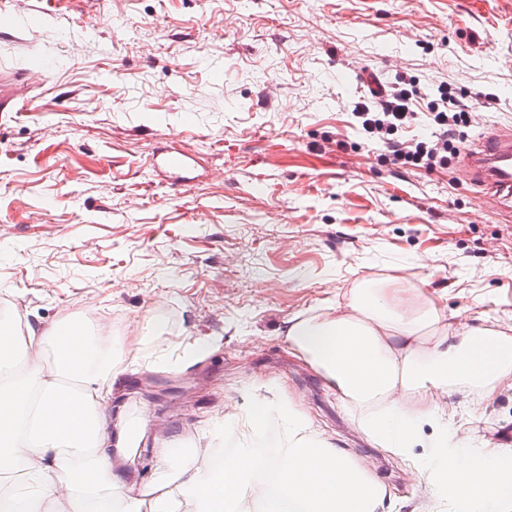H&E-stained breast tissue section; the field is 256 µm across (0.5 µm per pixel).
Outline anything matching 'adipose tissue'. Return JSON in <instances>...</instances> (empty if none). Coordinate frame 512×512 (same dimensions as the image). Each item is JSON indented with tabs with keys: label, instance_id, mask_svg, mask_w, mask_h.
<instances>
[{
	"label": "adipose tissue",
	"instance_id": "1",
	"mask_svg": "<svg viewBox=\"0 0 512 512\" xmlns=\"http://www.w3.org/2000/svg\"><path fill=\"white\" fill-rule=\"evenodd\" d=\"M437 330L433 341L423 327ZM286 337L375 447L412 459L419 476L457 512H512V448L453 441L442 417L450 388L482 398L512 389V336L448 326L434 301L415 309L399 283H360L345 306L293 318ZM27 354L20 378L0 383V512H251L252 477L271 472L277 492L261 512H382L387 487L334 448L288 401L259 407L256 429L278 421L273 455L243 448L215 466L207 451L158 442L151 454L164 480L140 486L126 467L127 423L112 412L124 368L109 339L83 321L67 328L22 327L0 315V376L14 352ZM52 367L44 369V354ZM429 451L413 460L416 447Z\"/></svg>",
	"mask_w": 512,
	"mask_h": 512
}]
</instances>
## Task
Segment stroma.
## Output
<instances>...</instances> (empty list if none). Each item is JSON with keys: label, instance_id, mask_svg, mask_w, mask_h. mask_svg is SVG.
Masks as SVG:
<instances>
[{"label": "stroma", "instance_id": "1", "mask_svg": "<svg viewBox=\"0 0 512 512\" xmlns=\"http://www.w3.org/2000/svg\"><path fill=\"white\" fill-rule=\"evenodd\" d=\"M2 13L43 20L0 35V313L106 324L130 389L112 404L140 447L248 443V414L286 395L389 488V512H448L356 432L285 330L395 278L449 323L512 335V213L490 218L457 166L386 165L348 118L370 68L427 92L454 82L470 107L458 148L511 130L512 0H0ZM37 58L55 62L42 82ZM163 150L195 158L198 179L154 175ZM201 337L202 362L156 368ZM477 401L449 389V436L512 444V391Z\"/></svg>", "mask_w": 512, "mask_h": 512}]
</instances>
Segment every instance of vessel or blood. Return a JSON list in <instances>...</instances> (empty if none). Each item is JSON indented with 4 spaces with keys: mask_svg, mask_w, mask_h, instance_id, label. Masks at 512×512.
<instances>
[{
    "mask_svg": "<svg viewBox=\"0 0 512 512\" xmlns=\"http://www.w3.org/2000/svg\"><path fill=\"white\" fill-rule=\"evenodd\" d=\"M155 165L166 174L171 186H186L194 179L193 167L185 154L161 153ZM460 165L479 176L495 209H505L512 203V134L493 135L478 149L464 150Z\"/></svg>",
    "mask_w": 512,
    "mask_h": 512,
    "instance_id": "1",
    "label": "vessel or blood"
}]
</instances>
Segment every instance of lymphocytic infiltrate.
Instances as JSON below:
<instances>
[{"instance_id":"1","label":"lymphocytic infiltrate","mask_w":512,"mask_h":512,"mask_svg":"<svg viewBox=\"0 0 512 512\" xmlns=\"http://www.w3.org/2000/svg\"><path fill=\"white\" fill-rule=\"evenodd\" d=\"M437 91V99L427 102L405 79L376 84L354 102L352 124L383 147L384 158L392 166L448 168L457 153L453 129L467 123L468 106L448 82H440ZM422 116L433 127V135L403 137V130Z\"/></svg>"}]
</instances>
